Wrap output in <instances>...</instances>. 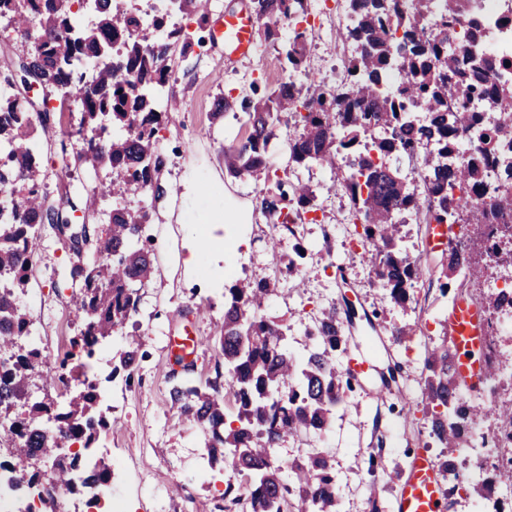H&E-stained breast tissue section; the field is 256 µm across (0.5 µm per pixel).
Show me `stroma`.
Masks as SVG:
<instances>
[{
  "label": "stroma",
  "instance_id": "35a3bbf8",
  "mask_svg": "<svg viewBox=\"0 0 512 512\" xmlns=\"http://www.w3.org/2000/svg\"><path fill=\"white\" fill-rule=\"evenodd\" d=\"M250 5V0H213L204 28L191 17L178 20L194 45L187 55L173 54L170 61L172 77L164 89L167 119L158 143L164 159L161 190L144 199L152 214L154 274L140 289L138 311L132 318L140 340L139 368L130 378L113 374L123 348L119 336L90 360L88 376L100 383L101 408L108 421L93 449L112 467V499L122 512H224V491L232 473L223 462H208L201 430L181 416L169 390L186 374L203 384L218 381L224 369L217 342L224 290L239 281L263 279L271 288L266 312L288 326L296 354L305 352L304 328L313 318L329 305L341 309L350 303L360 319L351 330L348 348L364 351L373 365L354 391L344 394L328 431L319 437L285 439L279 456L293 459L318 449L330 458L339 477L342 512H392L399 464L417 448L436 459L443 454L432 445L429 422L416 403L421 397L424 355L444 315L446 300L439 276L447 252L428 247L426 225H407V245L421 255L425 271L411 302L398 307L385 290L377 288L356 254L354 210L344 191L335 187L329 170L313 166L296 171L289 166L287 142L298 132L295 125L282 124L275 130L267 182L257 184L227 170L224 151L244 133L245 117L237 107L242 98L255 90L273 91L289 77L303 84L312 79L325 89L334 87L354 52L353 45L336 37L349 21L348 9L308 0L304 70L288 73L281 43L262 37L254 54L225 61L224 45L214 39L213 29L224 12ZM221 96L236 107L216 122L211 113ZM78 149L77 141H62L56 130L45 142L42 187L50 200L65 193L78 204L92 187L110 181L107 169L92 170L85 164L64 174L62 155H75ZM296 180L315 194L316 216L302 218L296 236L283 237L278 251H268L266 240L273 228L266 206L278 196V182ZM216 224L225 239L233 241V250L221 257L203 255L196 268H188L190 247ZM298 244L305 249L304 257L294 252ZM293 259L299 268L295 275L288 270ZM73 262L68 248L50 227H43L18 303L50 365L64 360L74 369L80 363L73 354L80 324L72 303ZM423 323L428 326L424 333L419 330ZM399 326L409 327L410 332L397 344L392 332ZM186 328L200 339L187 372L176 368L167 346L169 337ZM392 364L400 367L398 379L414 410L397 408L395 396H378V375ZM378 452L385 468L370 464L371 455Z\"/></svg>",
  "mask_w": 512,
  "mask_h": 512
}]
</instances>
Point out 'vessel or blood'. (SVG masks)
<instances>
[{"instance_id": "b4317fda", "label": "vessel or blood", "mask_w": 512, "mask_h": 512, "mask_svg": "<svg viewBox=\"0 0 512 512\" xmlns=\"http://www.w3.org/2000/svg\"><path fill=\"white\" fill-rule=\"evenodd\" d=\"M257 25V20L247 10L225 12L217 30L224 44L225 59L248 55L255 50ZM448 331L459 379L478 386L489 374L488 365L479 356L485 336L481 311L467 300H458L448 313ZM437 472L435 460L424 452H417L400 477L395 512H445V492Z\"/></svg>"}]
</instances>
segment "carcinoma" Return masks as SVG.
I'll return each mask as SVG.
<instances>
[{"label":"carcinoma","mask_w":512,"mask_h":512,"mask_svg":"<svg viewBox=\"0 0 512 512\" xmlns=\"http://www.w3.org/2000/svg\"><path fill=\"white\" fill-rule=\"evenodd\" d=\"M86 0H0V24L12 28L29 44L16 68L0 72V416L27 406L25 417H15L6 440L0 439V471L13 482L42 487L45 500L89 492L93 498L111 482L112 470L103 459L88 461L99 431L107 425L97 410L95 380L84 378V390L69 407L33 396L29 382L37 376L49 384H67L64 372L44 375L48 356L37 346L19 345L32 334L26 314L16 302L25 285L39 246V227L48 224L75 258L71 278L81 283L75 300L80 335L73 340L90 359L113 335L127 336L119 366L132 375L138 366V341L126 326L137 312L138 291L153 270L150 237L145 230L151 214L145 207L131 211L112 207L105 232L96 236V224L77 223L69 197L48 200L42 191L40 142L48 133L51 114L80 115L78 124L64 131L81 144L74 162L62 159L70 173L74 163L102 166L112 173V190L147 195L158 186L164 160L157 134L166 117L162 95L171 77L167 64L172 46L183 41L182 53L193 42L168 15H145L116 0H95L94 19L87 25L73 21ZM179 11L209 20L206 0H177ZM406 13L400 0H348L351 23L337 38L361 47L351 60L338 89L320 86L303 91L288 79L278 89L241 102L245 134L224 151V163L237 176L255 181L267 176L273 128L291 117L301 132L288 140L289 159L297 167L317 165L341 173L336 186L344 190L362 220V242L371 246L369 261L377 287L389 292L400 307L410 301V290L422 275L420 259L404 245L403 216L424 210L427 224H494L512 221V158L487 149L488 165L499 169L497 183L487 170L466 160L459 140L478 127L482 113L495 112L501 124L512 127V83L498 78L497 60L486 53H448L446 33L463 27L472 0H411ZM267 40H276L280 24L304 16L306 0H252ZM437 22L443 35L424 40L420 32ZM290 72L301 70L306 59V33L293 30L283 47ZM37 83L44 91L40 102L30 100L18 86ZM422 107L416 119L411 110ZM302 108L305 113L296 111ZM416 153L425 170L423 192L400 169L385 162L390 157ZM345 166L337 165V161ZM278 183L279 200L268 203L274 228L295 235L280 222L278 201L291 200L296 211L315 210V196L302 183ZM456 188L485 196L480 205L467 206L453 196ZM91 245L97 259L84 262L83 249ZM473 281L484 276L463 247L448 251L441 275L460 270ZM269 283L260 280L224 289V315L218 344L224 358V384L205 387L184 379L170 390L182 416L196 423L205 436L211 460H222L242 476L232 507L247 504L248 512H339L336 471L319 452L301 460L276 454L288 437L317 436L333 424L336 404L353 377L341 366L348 351L336 306L307 325L306 354L290 348L287 331L264 314ZM484 312L494 317L512 313V299L494 293L484 299ZM424 358L420 405L430 422V437L441 448H463L473 422L488 418L512 427V407L475 401L458 380L455 356L448 345V321ZM79 445L73 456L58 464L53 475L22 464L51 456L58 447ZM460 461L448 453L441 460L448 494L456 495ZM512 484V466L496 470L488 481L470 489L473 512H486L489 486Z\"/></svg>","instance_id":"obj_1"}]
</instances>
